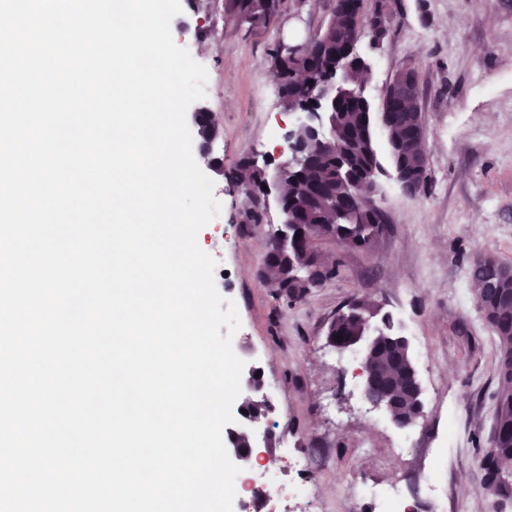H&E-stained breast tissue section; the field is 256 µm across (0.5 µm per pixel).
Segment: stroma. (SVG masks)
<instances>
[{"label": "stroma", "mask_w": 512, "mask_h": 512, "mask_svg": "<svg viewBox=\"0 0 512 512\" xmlns=\"http://www.w3.org/2000/svg\"><path fill=\"white\" fill-rule=\"evenodd\" d=\"M181 6L172 38L208 71L201 104L219 127L211 150L224 168L213 178L221 210L197 242L224 272L218 292L236 305L233 349L250 350L275 406L267 465L284 480L293 462L283 447L317 449L309 486L316 512H372L356 507L355 481L394 479L410 480L421 512H512V496L487 492L476 470L496 412L500 345L471 279L480 253L512 266V0H398L380 48L360 44L373 104L397 69L419 72L428 186L411 196L381 173L383 235L366 249L320 239L337 273L294 301L258 275L279 211L240 192L232 175L250 158L266 165L282 146L294 117L281 110L270 56L279 43L315 37L333 2L280 0L262 28L232 17L224 0ZM361 296L410 339L424 413L408 428L364 402L361 379L326 342L336 312ZM451 427L465 441L446 455ZM405 432L417 454L398 449Z\"/></svg>", "instance_id": "35a3bbf8"}]
</instances>
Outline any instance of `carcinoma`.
<instances>
[{"mask_svg": "<svg viewBox=\"0 0 512 512\" xmlns=\"http://www.w3.org/2000/svg\"><path fill=\"white\" fill-rule=\"evenodd\" d=\"M279 0H227L228 11L252 27L267 25L277 12ZM382 15L393 16L392 0H334L330 16L322 29L323 39L319 46L310 51H299L288 56L284 78L288 93L298 105L309 103L315 86L329 73V67L336 66V52L355 37L369 39L371 43L381 42L389 33L390 25L381 26L376 19ZM335 119L336 139L313 149L314 163L319 168L322 181L315 185L299 182L289 184L288 206L297 214L301 228L310 237V247L299 246L291 249L288 256L278 255L274 247H269L270 255L265 263L263 281L269 287L278 286L288 274L289 267H300L308 258V249L315 248L317 240L334 229L341 240L356 248L371 247L378 237L379 225L372 221L370 211L359 205L355 211V223L331 224L330 211L326 198L345 200V184L334 178L332 158L338 152L351 154L361 169L367 166L382 167L376 143L378 116L373 109L346 96L338 99ZM486 266L496 267L501 276H512V267L491 254L477 256L472 264V275L478 276ZM492 327L500 343L501 352L512 350V306L500 305L494 310ZM334 335L342 336L335 341L333 348L341 350V341H349L362 334L363 321H349L345 318L333 319ZM399 411L417 418L414 413L415 399L404 387L395 388ZM495 423L501 429L499 447L512 453V377L498 373L495 392Z\"/></svg>", "mask_w": 512, "mask_h": 512, "instance_id": "obj_1", "label": "carcinoma"}]
</instances>
